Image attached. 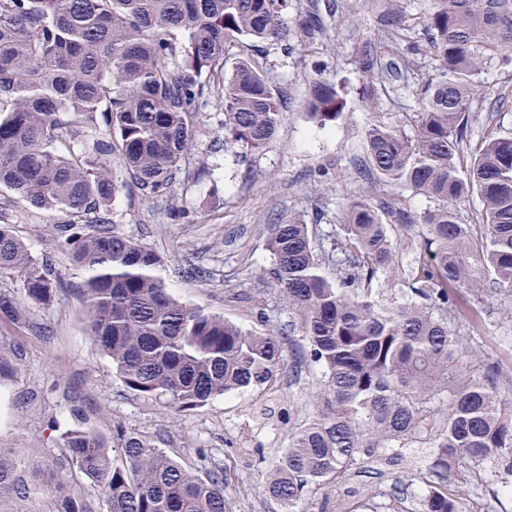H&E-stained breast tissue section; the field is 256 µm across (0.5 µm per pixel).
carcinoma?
I'll return each instance as SVG.
<instances>
[{"label":"carcinoma","mask_w":512,"mask_h":512,"mask_svg":"<svg viewBox=\"0 0 512 512\" xmlns=\"http://www.w3.org/2000/svg\"><path fill=\"white\" fill-rule=\"evenodd\" d=\"M388 2L387 46L406 56L415 41L401 0ZM318 27L308 16L292 28L288 0H0V187L37 214H69L61 231L83 272L88 335L125 387L174 412L274 388L284 329L266 319L261 296V330L174 298L158 255L110 225L120 189L112 161L142 203L167 196L194 149V117L212 97L224 101V145L263 150L284 106L258 60L243 58L226 75L229 47L246 39L286 48L297 31ZM424 31L433 73L413 91L412 132L369 126L371 178L342 203L336 230L318 234L295 216L268 227L269 276L304 344L291 367L320 369L306 414L269 465L267 492L285 512L347 480L365 448L394 449L390 465L404 449H426L423 468L376 492L393 498L422 482L419 512H469L461 485L487 461L512 476V379L472 344L484 325L481 296L512 289V132L495 128L471 143L472 101L485 99L490 117L509 101L480 76L512 53V0H427ZM358 65L372 109L384 74L367 48ZM345 105L340 86L318 79L304 112L323 126ZM405 192L432 206L408 213ZM474 196L477 222L464 224L459 206ZM381 270L401 277L411 301L381 303ZM2 274L21 282L23 299L0 293V312L15 322L26 326L29 306L55 302L50 269L8 224ZM450 286L477 303L456 309ZM112 443L80 412L60 442L107 512H233L223 473H190L121 429ZM3 490L27 497L32 483L0 449ZM51 496L53 512H86L62 480Z\"/></svg>","instance_id":"cac0c4a2"}]
</instances>
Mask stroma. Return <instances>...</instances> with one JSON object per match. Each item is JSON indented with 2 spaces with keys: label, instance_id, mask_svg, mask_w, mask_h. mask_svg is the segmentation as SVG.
<instances>
[{
  "label": "stroma",
  "instance_id": "1",
  "mask_svg": "<svg viewBox=\"0 0 512 512\" xmlns=\"http://www.w3.org/2000/svg\"><path fill=\"white\" fill-rule=\"evenodd\" d=\"M387 0H288V16L298 21L319 14L320 32L304 38L290 53L268 46L254 53L242 42L231 44L230 61L257 56L273 89L285 103L277 135L254 153L224 146V104L204 102L195 117L197 145L169 197L142 204L118 193L109 211L116 232L160 256L173 294L182 302L223 315L244 328H257L252 297L269 299L273 323L287 325L288 313L275 304L277 292L267 274L272 257L265 248L268 227L288 215L334 230L345 199L362 190L369 175L365 133L376 122L410 128L411 90L432 72L427 48L402 58L381 39L380 19ZM372 46L381 65L398 71L380 88L374 109H366L357 66L364 46ZM343 83L346 108L325 126L308 120L303 102L318 78ZM207 167L209 176L193 171ZM68 216L32 213L12 191L0 188V224L11 225L33 255L46 262L58 280L56 302L36 306L31 319L46 328L33 336L0 315V351L19 358L20 371L0 377V449L12 452L28 474L65 480L88 512H107L100 489L79 474L56 468L57 442L73 409H83L104 438L123 429L152 441L186 470L203 476L230 469L226 489L236 512H281L265 491L271 459L288 446L291 427L301 419L305 394L318 367L293 379L283 362L278 389L237 392L182 413L163 400H146L113 375L112 366L84 329V306L76 294L81 273L61 246L58 225ZM206 277H194L195 269ZM488 352L498 357L497 337H512V292L485 297ZM478 489L469 490L470 512H512V480L494 464L480 467Z\"/></svg>",
  "mask_w": 512,
  "mask_h": 512
}]
</instances>
